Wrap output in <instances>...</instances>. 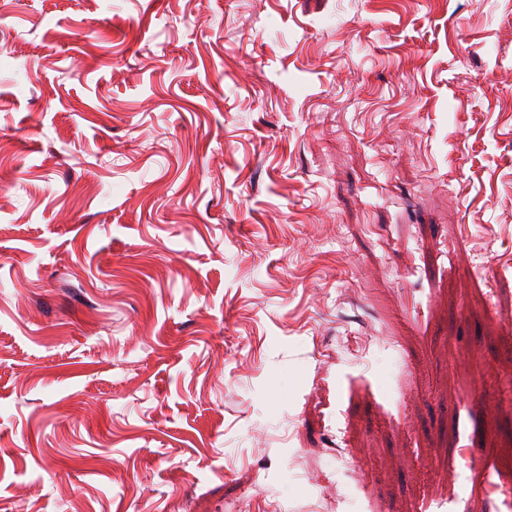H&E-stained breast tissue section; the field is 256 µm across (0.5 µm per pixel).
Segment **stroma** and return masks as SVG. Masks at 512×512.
Instances as JSON below:
<instances>
[{
  "instance_id": "obj_1",
  "label": "stroma",
  "mask_w": 512,
  "mask_h": 512,
  "mask_svg": "<svg viewBox=\"0 0 512 512\" xmlns=\"http://www.w3.org/2000/svg\"><path fill=\"white\" fill-rule=\"evenodd\" d=\"M0 142V512H512V0H0Z\"/></svg>"
}]
</instances>
